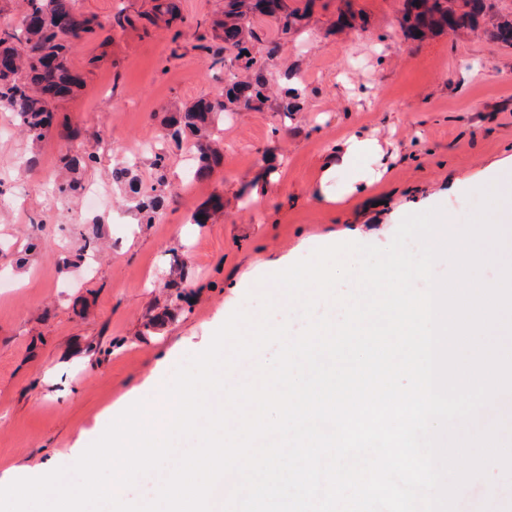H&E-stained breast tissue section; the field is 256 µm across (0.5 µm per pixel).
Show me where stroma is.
Here are the masks:
<instances>
[{
	"label": "stroma",
	"instance_id": "obj_1",
	"mask_svg": "<svg viewBox=\"0 0 512 512\" xmlns=\"http://www.w3.org/2000/svg\"><path fill=\"white\" fill-rule=\"evenodd\" d=\"M346 0H319L312 15L267 61L275 91L301 87L299 111L275 102L226 114L212 136L224 161L200 186L185 187L191 141L163 140L165 120L224 88L213 62L214 28L224 0H175L171 24L142 21L153 0H78L104 27L69 57L83 87L57 101L40 161L14 116L0 110V472L38 477L71 466L130 399L147 397L159 352L178 360L205 350L224 313H258L264 265L302 259L347 230L380 231L406 212L453 207L458 223L478 191L458 194L512 155V46L492 39L490 22L468 35L407 38L402 0H347L365 28L338 31ZM378 141L379 181L346 192L345 175L322 181L336 142L353 131ZM162 142L172 185L157 223L138 224L126 183L154 181L150 143ZM96 153L84 185L109 193L86 210L83 198L53 195L66 153ZM224 208L204 224L193 214L212 197ZM100 252L77 266L65 259L82 238ZM42 245L25 266L15 258L30 238ZM180 277L190 295L169 286ZM252 287L239 289L242 279ZM457 512H512V482L500 467L470 481Z\"/></svg>",
	"mask_w": 512,
	"mask_h": 512
}]
</instances>
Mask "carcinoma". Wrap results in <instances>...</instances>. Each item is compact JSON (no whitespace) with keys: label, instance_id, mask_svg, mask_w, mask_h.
<instances>
[{"label":"carcinoma","instance_id":"1","mask_svg":"<svg viewBox=\"0 0 512 512\" xmlns=\"http://www.w3.org/2000/svg\"><path fill=\"white\" fill-rule=\"evenodd\" d=\"M23 14L29 24L7 26L0 30V55L15 56L18 65L0 70V108L15 114L23 134L32 146L30 163L37 160V153L44 146L54 122L52 100L43 97L40 86L47 82L40 57L50 53L59 58L54 81L51 85L74 90L79 87L71 75L67 54L76 42L96 33L103 27L95 16H85L76 9L75 0H23ZM276 3L284 24L277 27V36L286 40L293 35L312 12L315 0H224V22L217 35L222 45L212 50L215 62L223 63L222 54L232 48L235 58L245 59V68L251 72L246 81L236 78L224 83V90L213 100L201 101L184 112L172 114L166 122L167 136L180 140L189 135L194 139L197 155L196 174L207 175L221 163V151L211 141V130L228 110L240 108L256 110L268 101L269 80L266 59L250 52L254 31L242 23L249 13L267 15L270 4ZM485 0H405L401 11V28L410 38L426 37L448 29L454 16L473 29L480 19L487 17ZM68 17L72 24L63 31L56 26L59 18ZM492 36L501 43L512 44V18L493 15ZM94 153L68 155L60 158L67 171L86 169L97 163ZM156 184L142 189L137 179L128 181L131 209L141 224H153L163 206V193L167 187L164 169L166 157L155 155Z\"/></svg>","mask_w":512,"mask_h":512}]
</instances>
